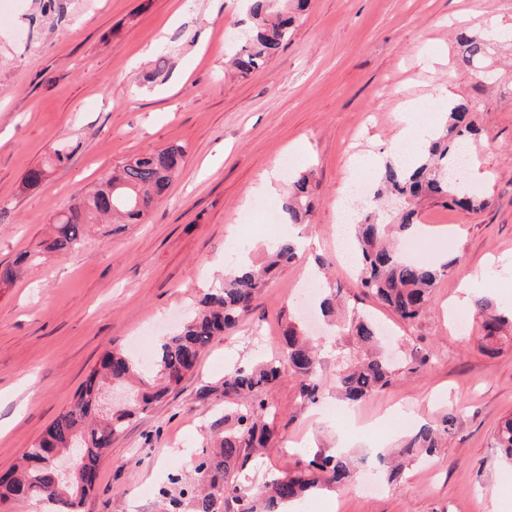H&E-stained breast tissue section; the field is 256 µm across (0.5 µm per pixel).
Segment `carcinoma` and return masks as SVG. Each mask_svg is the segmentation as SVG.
I'll return each mask as SVG.
<instances>
[{
	"label": "carcinoma",
	"instance_id": "1",
	"mask_svg": "<svg viewBox=\"0 0 512 512\" xmlns=\"http://www.w3.org/2000/svg\"><path fill=\"white\" fill-rule=\"evenodd\" d=\"M306 7L307 0H297L292 9H278L274 0H248L253 25L235 51L234 67L242 74L266 67L288 40L296 15ZM457 41L464 48V60L480 67L483 42L464 29L458 31ZM473 134L471 108L460 102L448 112L443 132L425 134L426 145L412 166L399 167L387 160L378 168L373 198L391 195L398 201L390 220L367 215L354 225V254L362 293L406 323L425 316L433 288L464 261L460 256L442 263L406 259L391 245L388 236L394 230L406 235L419 224L418 206L425 200L466 212L487 207L486 199L461 190L457 179L449 177L461 143ZM185 156V147L176 144L123 159L98 179L94 190L77 191L66 209L55 215L54 235L46 250L78 249L95 224H110L117 219L125 224L142 222L153 206L168 195ZM288 179V194L280 200L279 209L288 223L308 224L317 189L313 172H294ZM298 249V241L289 236L267 252L262 265L236 264L237 271L206 293L181 328L161 341L150 364L142 365L122 351L106 353L74 402L28 450L22 467L0 478V503L27 499L64 512H81L112 441L181 383L215 337L224 335L252 310L270 277L295 259ZM473 311L487 340L512 329V319L487 297L475 298ZM341 338L352 342L356 351L336 350L333 382L337 399L356 404L396 380V363L381 350L382 333L376 321L356 313L338 329L336 339ZM284 340L280 356L235 366L224 374V429L215 434L216 447L201 449L197 457L196 470L208 477V485L199 488L192 483L183 484L179 496L170 498L172 506L181 505L185 498L194 512H279L281 505L299 504L311 493L342 485L351 476L349 455L318 452L297 460L288 472L273 476L257 491L238 481L241 470L271 451L276 408L268 392L274 385L286 375L294 377L299 397L308 405L318 403L324 394L321 349L311 344L294 323L284 330ZM134 380L142 388L129 404L115 411L101 410L105 387L126 386ZM457 413L458 409L452 407L441 416L437 427H420L402 453L410 458L433 456L441 435L455 427ZM495 445L512 461V414L499 424ZM77 449L81 450L79 463L90 475L82 486L68 483L52 462L55 454Z\"/></svg>",
	"mask_w": 512,
	"mask_h": 512
}]
</instances>
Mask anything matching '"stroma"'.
I'll use <instances>...</instances> for the list:
<instances>
[{
  "instance_id": "obj_1",
  "label": "stroma",
  "mask_w": 512,
  "mask_h": 512,
  "mask_svg": "<svg viewBox=\"0 0 512 512\" xmlns=\"http://www.w3.org/2000/svg\"><path fill=\"white\" fill-rule=\"evenodd\" d=\"M494 16L512 23V0H310L270 64L242 76L230 66L250 24L242 0H0V261L43 254L0 284V474L70 405L105 352L149 359L225 266L261 261L293 228L255 225L260 186L277 179L276 202L288 192L287 169L313 170L311 221L294 229L318 249L286 265L180 387L113 441L83 506L170 512L161 490L193 475L224 415L225 371L281 353L310 268L319 284L356 294L333 211L354 161L389 153L406 101L421 102L427 123L442 127L448 101L438 89L449 84L478 128L471 145L481 176L468 186L490 205L478 213L423 205L420 222L436 242L430 256L465 259L438 282L425 318L408 325L372 300L360 305L395 330L404 357L426 365L326 417L302 407L294 380L283 377L271 392L278 447L239 479L260 486L268 472L321 449L378 465L456 406L458 423L437 456L410 464L381 492L353 476L309 498L308 512H494L497 497L512 512V463L492 440L512 413V343L487 353L479 320L461 326L448 314L468 277L476 294L512 306V44L491 41L479 71L454 33L462 25L486 37ZM424 50L440 62L422 68ZM160 57L165 70L147 82ZM62 142L72 147L70 162L49 166ZM172 143L187 148L183 170L145 223L108 234L97 226L76 251H45L53 214L78 189L127 155ZM37 166L46 176L27 187ZM247 224L254 230L243 244Z\"/></svg>"
}]
</instances>
